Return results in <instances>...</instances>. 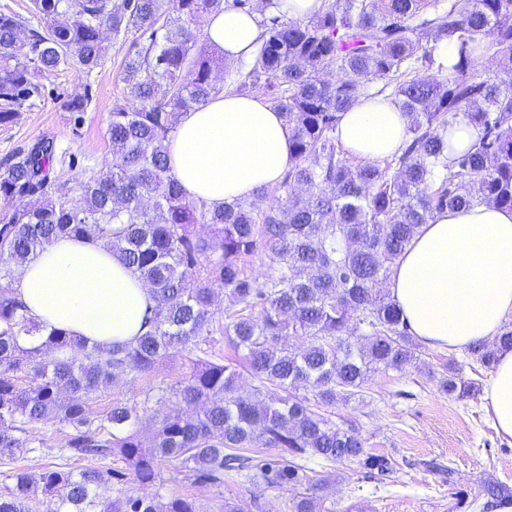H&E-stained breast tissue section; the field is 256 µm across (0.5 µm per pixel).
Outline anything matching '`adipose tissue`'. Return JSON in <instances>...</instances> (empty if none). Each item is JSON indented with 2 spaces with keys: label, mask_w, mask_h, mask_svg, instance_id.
Returning a JSON list of instances; mask_svg holds the SVG:
<instances>
[{
  "label": "adipose tissue",
  "mask_w": 512,
  "mask_h": 512,
  "mask_svg": "<svg viewBox=\"0 0 512 512\" xmlns=\"http://www.w3.org/2000/svg\"><path fill=\"white\" fill-rule=\"evenodd\" d=\"M257 13L209 15L206 37L225 62L250 58ZM409 119L385 97H360L341 116L344 150L378 163L401 150ZM169 164L186 198L218 209L280 183L294 153L288 125L258 93L227 94L181 114ZM387 290L411 333L428 346L461 349L495 338L512 320V210L478 205L445 210L422 225L394 265ZM17 294L46 330L62 329L103 347L144 334L156 300L102 242L60 238L31 254ZM482 398L495 431L512 438V348L497 360Z\"/></svg>",
  "instance_id": "obj_1"
}]
</instances>
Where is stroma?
<instances>
[{
  "label": "stroma",
  "mask_w": 512,
  "mask_h": 512,
  "mask_svg": "<svg viewBox=\"0 0 512 512\" xmlns=\"http://www.w3.org/2000/svg\"><path fill=\"white\" fill-rule=\"evenodd\" d=\"M107 47V58L99 68L90 71L74 60L61 71L41 76V100L16 123L0 127V160L36 139L54 140L57 160L50 177L69 184L71 200L78 197L76 178L110 156L106 130L113 106L123 100L121 62L128 47L112 40ZM77 94L88 98L87 110L69 109V100ZM452 358L461 365L465 380L482 385L489 379V370L471 363L465 352L451 355L429 347L421 369L371 374L362 396L332 407L336 421L353 422L369 452L398 462L396 472L381 483L364 479L355 462L321 467V475L335 486L329 500L333 512H484L483 486H512V438L496 433L482 398L460 401L438 388ZM433 461L453 470L454 485H447L440 471L430 469ZM45 467L76 472L81 465L32 453L2 455L0 496L11 492L18 471L34 474ZM152 491L158 505L183 495L194 498L200 512H224L228 501L240 512H285L288 499L278 490L257 500L238 484H199L171 465L162 467Z\"/></svg>",
  "instance_id": "stroma-1"
}]
</instances>
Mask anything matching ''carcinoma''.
<instances>
[{
	"label": "carcinoma",
	"instance_id": "cac0c4a2",
	"mask_svg": "<svg viewBox=\"0 0 512 512\" xmlns=\"http://www.w3.org/2000/svg\"><path fill=\"white\" fill-rule=\"evenodd\" d=\"M427 4L322 0L305 22L275 13L263 22L250 64L228 73L225 86L213 76L223 59L198 45L193 30L227 6L251 11L254 0H33L28 18L0 11V126L41 98L37 73L56 72L72 57L88 70L103 65L105 33L134 49L123 66L125 104L115 105L107 127L111 158L78 179L76 202L50 180L53 143L20 148L0 164L7 205L0 213V455L26 448L84 462L76 474H14L0 512H27L37 495L55 500L56 512H199L189 497L161 509L140 493L165 464L188 469L201 484L238 480L256 497L304 485L290 512H331L322 509L329 482L309 476V464L356 461L367 480L394 472V458L367 452L354 427L327 413L362 392L370 373H402L421 361L380 285L435 213L512 209V0H434V12L415 22ZM170 12L174 22L159 24ZM444 40L456 48L448 64L438 54ZM487 58L500 72L479 79ZM434 67L443 78L413 77ZM326 71L335 82L322 78ZM375 77L386 83L371 93ZM259 84L292 133L295 157L281 196L265 207L263 189L214 210L186 198L167 158L180 115L227 86L244 95ZM371 94L408 114L409 143L380 163L354 164L341 149L340 113ZM458 119L481 135L450 162L448 125ZM195 224L210 232L195 234ZM63 237L101 241L151 287L158 304L135 342L90 346L53 330L41 345H24L44 329L10 288L15 268ZM257 255L265 259L260 276L245 268ZM217 289L238 305L221 321L212 309ZM290 336L298 347L284 344ZM221 339L258 382L251 392L241 390L238 360L203 349ZM189 346L201 355L190 360L176 400L160 387L139 403L117 400L94 414L97 392L116 375L148 379L169 351ZM501 346L512 347L511 321L494 340L467 347V358L491 369ZM269 389L276 398L266 401ZM441 389L457 400L475 395L454 361ZM46 421L62 426L61 441L29 437ZM111 456L124 468L97 465Z\"/></svg>",
	"mask_w": 512,
	"mask_h": 512
}]
</instances>
